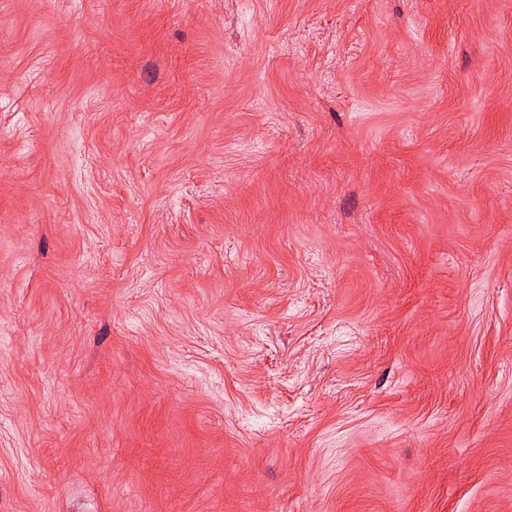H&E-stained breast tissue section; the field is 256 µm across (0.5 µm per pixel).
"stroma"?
<instances>
[{"mask_svg": "<svg viewBox=\"0 0 512 512\" xmlns=\"http://www.w3.org/2000/svg\"><path fill=\"white\" fill-rule=\"evenodd\" d=\"M0 512H512V0H0Z\"/></svg>", "mask_w": 512, "mask_h": 512, "instance_id": "35a3bbf8", "label": "stroma"}]
</instances>
